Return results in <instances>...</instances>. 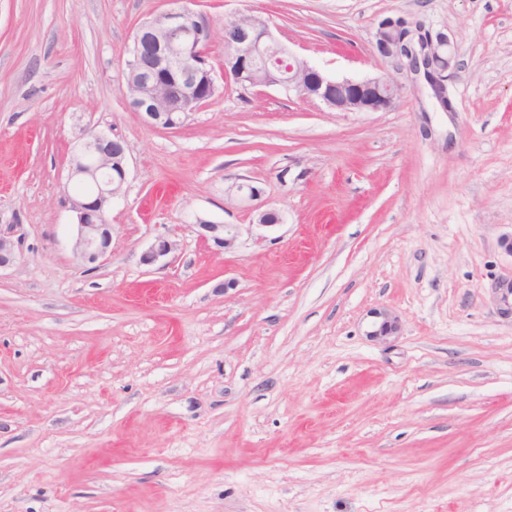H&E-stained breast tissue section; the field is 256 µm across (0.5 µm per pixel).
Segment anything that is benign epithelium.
Masks as SVG:
<instances>
[{
	"label": "benign epithelium",
	"instance_id": "benign-epithelium-1",
	"mask_svg": "<svg viewBox=\"0 0 512 512\" xmlns=\"http://www.w3.org/2000/svg\"><path fill=\"white\" fill-rule=\"evenodd\" d=\"M189 4L191 0H181L142 23L134 35L127 70L138 73L144 57L150 66V78L138 81L137 90L124 88L122 92L132 109L154 127L176 129L211 99L214 78L208 66V49L214 31L209 20ZM223 41L224 76L244 90L278 86L338 112L387 111L402 93L403 86L386 72L359 80L327 76L278 41L258 15L251 24L224 21ZM374 41L378 54L395 63L397 69L424 71L435 95L445 101V72L452 67L446 34L433 35L422 25L403 18H386L376 28ZM272 48L277 51L278 64L256 65V60ZM112 143V137L103 131L89 133L71 163L70 177L96 185L94 194L70 201L76 217L72 251L90 269L96 268L110 251L112 225L106 221L107 208L126 179V152ZM231 189L243 201L260 197V190L247 179ZM195 227L200 239L217 251L232 249L238 237L232 224L199 219ZM177 247L175 240L160 237L142 254V263L153 265ZM20 256L14 225L0 228V272L12 268Z\"/></svg>",
	"mask_w": 512,
	"mask_h": 512
}]
</instances>
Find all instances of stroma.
Listing matches in <instances>:
<instances>
[{"instance_id":"obj_1","label":"stroma","mask_w":512,"mask_h":512,"mask_svg":"<svg viewBox=\"0 0 512 512\" xmlns=\"http://www.w3.org/2000/svg\"><path fill=\"white\" fill-rule=\"evenodd\" d=\"M170 6L0 0V225L22 248L0 273V512H512V0H195L335 79L390 69L378 22L420 20L450 38V105L410 73L385 112L243 90L217 38L218 93L166 130L121 86ZM91 129L128 163L93 270L68 202ZM160 236L177 250L144 266ZM197 233L201 240L211 244L216 251L232 249L238 237V231L233 224H219L218 222L197 219Z\"/></svg>"}]
</instances>
